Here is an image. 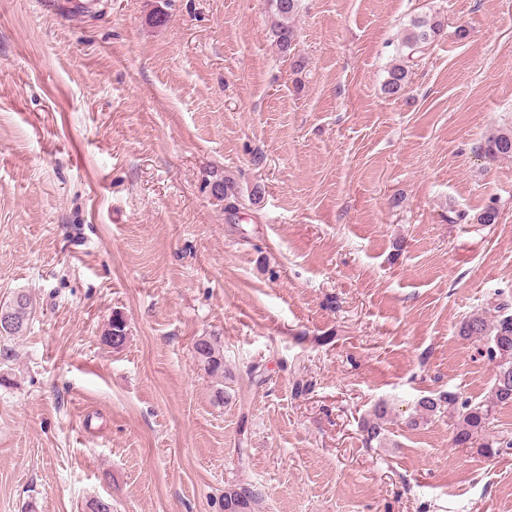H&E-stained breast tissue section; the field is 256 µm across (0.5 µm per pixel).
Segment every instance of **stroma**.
Returning a JSON list of instances; mask_svg holds the SVG:
<instances>
[{
    "label": "stroma",
    "instance_id": "1",
    "mask_svg": "<svg viewBox=\"0 0 512 512\" xmlns=\"http://www.w3.org/2000/svg\"><path fill=\"white\" fill-rule=\"evenodd\" d=\"M67 2L0 0V303L35 304L0 336V512H224L238 483L259 512H512V453L407 426L495 371L458 327L512 302V159L476 152L512 130V0H301L289 57L268 0ZM443 24L435 19H417L411 24L404 40L403 46L415 54L421 52L420 49L430 44L440 34ZM408 61L396 63L387 71V77L383 82V93L394 97L402 93L409 83ZM17 295H20L21 301L14 303L13 299ZM0 308L8 311L15 322L14 328L6 332L7 336L21 335L27 329L29 321L35 312L33 300L25 291L15 292L9 302H5ZM218 343L217 336H201L194 345L196 348L194 356L204 363L212 374L224 372L223 355ZM389 409L385 403L377 404L370 418L364 419L361 424L362 432L364 433V440L367 445H372L373 442L381 445L386 439V432H388L386 424L388 423Z\"/></svg>",
    "mask_w": 512,
    "mask_h": 512
}]
</instances>
